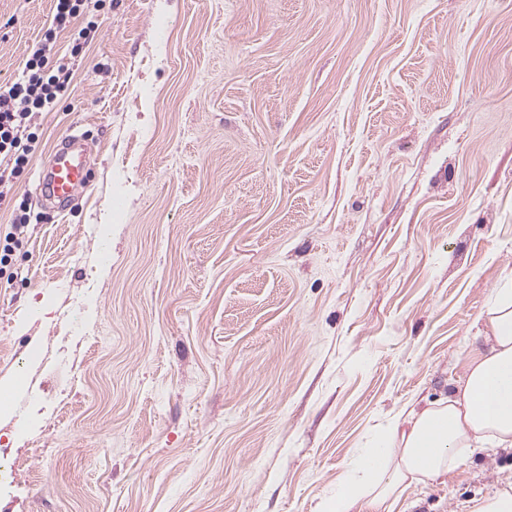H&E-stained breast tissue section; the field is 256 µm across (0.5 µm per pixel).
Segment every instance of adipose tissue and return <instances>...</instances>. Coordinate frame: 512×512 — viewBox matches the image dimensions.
Instances as JSON below:
<instances>
[{
	"mask_svg": "<svg viewBox=\"0 0 512 512\" xmlns=\"http://www.w3.org/2000/svg\"><path fill=\"white\" fill-rule=\"evenodd\" d=\"M486 314L490 346L468 360L462 386L387 422L321 512H394L412 485L447 473L477 447H512V288L498 289Z\"/></svg>",
	"mask_w": 512,
	"mask_h": 512,
	"instance_id": "1",
	"label": "adipose tissue"
}]
</instances>
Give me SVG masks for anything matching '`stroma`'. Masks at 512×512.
Wrapping results in <instances>:
<instances>
[{"label":"stroma","instance_id":"obj_1","mask_svg":"<svg viewBox=\"0 0 512 512\" xmlns=\"http://www.w3.org/2000/svg\"><path fill=\"white\" fill-rule=\"evenodd\" d=\"M53 0H0V83ZM16 187L0 512H320L512 283V0H112ZM91 182L36 187L71 132ZM108 273H101V265ZM512 447L410 489L469 512Z\"/></svg>","mask_w":512,"mask_h":512}]
</instances>
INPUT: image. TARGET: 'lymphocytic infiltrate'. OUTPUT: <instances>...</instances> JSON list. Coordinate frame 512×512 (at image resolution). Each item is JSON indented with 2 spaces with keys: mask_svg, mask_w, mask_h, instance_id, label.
<instances>
[{
  "mask_svg": "<svg viewBox=\"0 0 512 512\" xmlns=\"http://www.w3.org/2000/svg\"><path fill=\"white\" fill-rule=\"evenodd\" d=\"M87 1L55 0L52 22L28 53L21 76L0 84V205H7L10 211L8 227L0 237V267L10 264L30 222L31 208L27 201L17 200L16 184L40 141L33 118L37 113L54 111L69 95L71 74L55 58L58 38L75 27L80 38L89 43L98 29L97 22L87 17Z\"/></svg>",
  "mask_w": 512,
  "mask_h": 512,
  "instance_id": "1",
  "label": "lymphocytic infiltrate"
}]
</instances>
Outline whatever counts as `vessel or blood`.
I'll return each mask as SVG.
<instances>
[{
    "label": "vessel or blood",
    "instance_id": "obj_1",
    "mask_svg": "<svg viewBox=\"0 0 512 512\" xmlns=\"http://www.w3.org/2000/svg\"><path fill=\"white\" fill-rule=\"evenodd\" d=\"M90 179L84 141L81 136L72 134L53 154L38 184L39 194L62 207L80 190L86 189Z\"/></svg>",
    "mask_w": 512,
    "mask_h": 512
}]
</instances>
